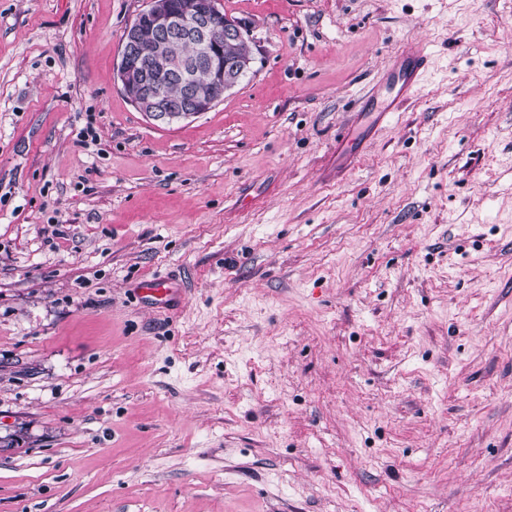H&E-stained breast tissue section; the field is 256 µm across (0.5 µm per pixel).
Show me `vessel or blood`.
I'll return each instance as SVG.
<instances>
[{
	"label": "vessel or blood",
	"instance_id": "vessel-or-blood-1",
	"mask_svg": "<svg viewBox=\"0 0 512 512\" xmlns=\"http://www.w3.org/2000/svg\"><path fill=\"white\" fill-rule=\"evenodd\" d=\"M427 65L428 54L420 42H408L395 53L381 76L384 98L376 108L380 119H387L398 111L417 91ZM139 291L144 298L161 307L170 306L180 294L177 284L167 278L142 281Z\"/></svg>",
	"mask_w": 512,
	"mask_h": 512
}]
</instances>
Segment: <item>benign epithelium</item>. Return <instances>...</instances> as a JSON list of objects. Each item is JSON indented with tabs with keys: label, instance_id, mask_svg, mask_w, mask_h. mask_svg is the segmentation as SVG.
<instances>
[{
	"label": "benign epithelium",
	"instance_id": "7a95c632",
	"mask_svg": "<svg viewBox=\"0 0 512 512\" xmlns=\"http://www.w3.org/2000/svg\"><path fill=\"white\" fill-rule=\"evenodd\" d=\"M219 0H147L143 22L130 26L116 65L121 89L151 120L170 125L211 110L250 71L249 55L226 56L224 46L247 41L246 26L222 20ZM188 44L192 52L175 57L171 49ZM180 86L178 98L168 86Z\"/></svg>",
	"mask_w": 512,
	"mask_h": 512
}]
</instances>
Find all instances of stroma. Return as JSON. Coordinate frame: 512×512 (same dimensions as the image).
Masks as SVG:
<instances>
[{
	"label": "stroma",
	"mask_w": 512,
	"mask_h": 512,
	"mask_svg": "<svg viewBox=\"0 0 512 512\" xmlns=\"http://www.w3.org/2000/svg\"><path fill=\"white\" fill-rule=\"evenodd\" d=\"M145 6L0 0V512H512V0H221L251 71L172 125ZM428 65V54L422 43L410 41L391 58L381 76L384 98L375 112L379 115L373 129L379 127L419 88ZM139 291L144 298L151 300L159 307L170 306L180 294V288L168 278L142 281Z\"/></svg>",
	"instance_id": "1"
}]
</instances>
